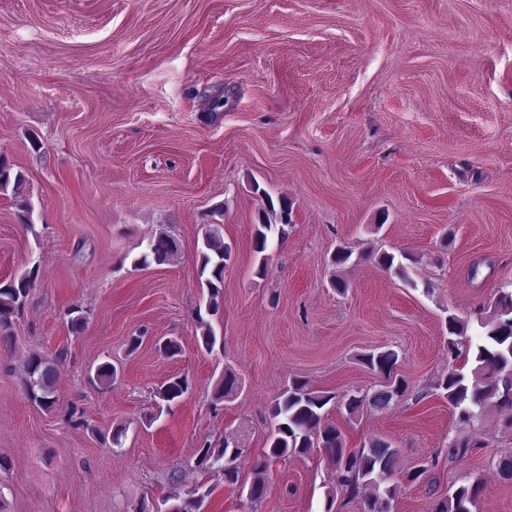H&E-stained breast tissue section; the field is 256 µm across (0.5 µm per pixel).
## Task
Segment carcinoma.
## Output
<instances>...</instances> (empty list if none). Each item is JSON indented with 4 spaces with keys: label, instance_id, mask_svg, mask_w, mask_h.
Listing matches in <instances>:
<instances>
[{
    "label": "carcinoma",
    "instance_id": "carcinoma-1",
    "mask_svg": "<svg viewBox=\"0 0 512 512\" xmlns=\"http://www.w3.org/2000/svg\"><path fill=\"white\" fill-rule=\"evenodd\" d=\"M26 179L22 172L0 161V192L12 191L19 196ZM290 211L288 201L280 202L279 208L269 205L262 212L253 237V248L258 254L269 246V233L277 230L278 240L288 235ZM178 242L170 231L162 229L152 237L147 253L140 263L150 261L162 265L168 263L178 253ZM231 250L224 243L221 227L210 224L205 230L199 261L202 272L208 273L204 286L207 289V310L216 315L223 307L224 268L230 259ZM377 265L404 281H409L406 266L395 262V256L382 253L376 257ZM38 271L33 268L7 282L0 281V347L10 348L13 330L17 319L24 313L29 297L34 290ZM201 335L198 344L205 351H213L216 335L205 320L199 321ZM482 334L477 345L463 341L467 323L455 315L448 316V357H460L470 366H460L448 370L437 388L444 391L448 403L458 410V419L468 424L479 416L484 407L496 400L499 406L512 408V291H502L490 307L489 314L479 322ZM66 358L60 351L49 360L38 353H30L25 359L24 385L29 400L47 410L52 407L53 385L57 368ZM398 353L392 349L370 352L362 357V362L375 371L383 380L380 388L365 394H345L337 397L324 391L313 390L309 384L294 378L270 407V427L268 432L269 451L253 466V480L249 486H241L246 498L257 503L267 493L268 476L273 465L285 462L290 456L309 455L318 450L333 460L335 479L327 491V512H332L338 495L351 498L370 489L365 497L363 512H392L400 484L394 480L398 450L379 437L368 440L361 448L351 451L345 448L341 432L325 415L329 403L343 409L355 417L366 409L383 410L390 403L404 395L407 385L397 377L395 367ZM242 382L231 369H224V376L217 383L214 404L223 398H231L241 388ZM189 388L187 378L178 376L168 379L154 392L159 400L170 404L177 401ZM478 447L469 438L457 439L448 448V461H461ZM239 445L223 439L216 442L205 441L198 449L195 470L203 477L190 487L171 493L162 499L166 512H201L204 503L212 492L205 479L220 480L225 484L236 485L239 481L241 452ZM483 491L481 480L468 485L448 489V494L436 499L433 512H473Z\"/></svg>",
    "mask_w": 512,
    "mask_h": 512
}]
</instances>
